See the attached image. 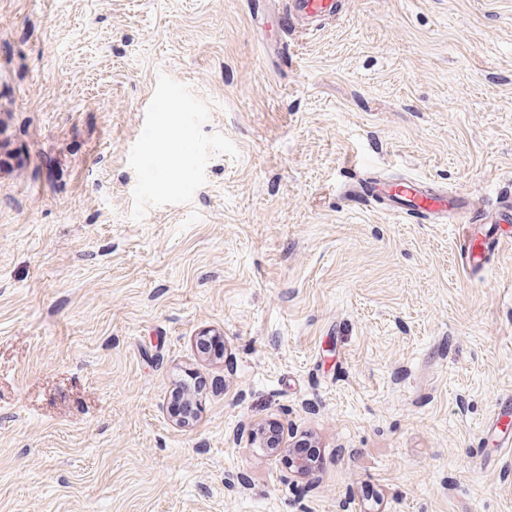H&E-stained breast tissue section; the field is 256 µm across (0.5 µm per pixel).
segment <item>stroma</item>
<instances>
[{"instance_id":"stroma-1","label":"stroma","mask_w":512,"mask_h":512,"mask_svg":"<svg viewBox=\"0 0 512 512\" xmlns=\"http://www.w3.org/2000/svg\"><path fill=\"white\" fill-rule=\"evenodd\" d=\"M287 3L0 0V512H512V248L340 198L512 184V0ZM338 12V0H289L288 8L275 18V24L281 31L292 28L311 30Z\"/></svg>"}]
</instances>
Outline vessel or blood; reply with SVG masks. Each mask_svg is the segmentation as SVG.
Masks as SVG:
<instances>
[{
	"label": "vessel or blood",
	"mask_w": 512,
	"mask_h": 512,
	"mask_svg": "<svg viewBox=\"0 0 512 512\" xmlns=\"http://www.w3.org/2000/svg\"><path fill=\"white\" fill-rule=\"evenodd\" d=\"M339 12V0H288L286 11L276 17L279 30L313 29ZM347 206L380 205L390 215L423 224L465 223L468 233L461 244L464 265L484 270L490 256L504 245L493 225L512 220V189L503 195L494 212L474 209L465 193L443 188L426 178L373 175L350 179L342 191Z\"/></svg>",
	"instance_id": "obj_1"
}]
</instances>
